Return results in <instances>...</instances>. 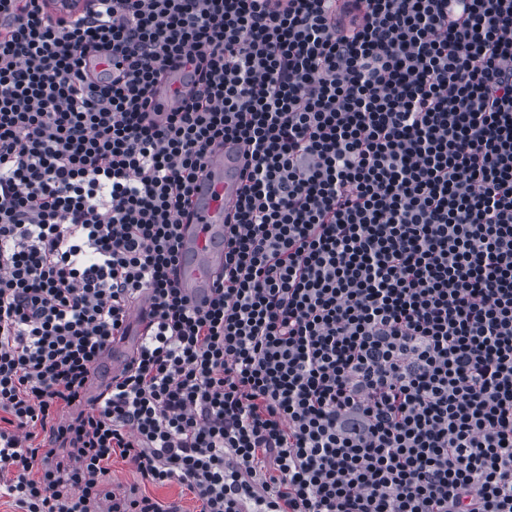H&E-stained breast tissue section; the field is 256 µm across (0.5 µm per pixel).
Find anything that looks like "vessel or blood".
Returning <instances> with one entry per match:
<instances>
[{"label": "vessel or blood", "instance_id": "1", "mask_svg": "<svg viewBox=\"0 0 512 512\" xmlns=\"http://www.w3.org/2000/svg\"><path fill=\"white\" fill-rule=\"evenodd\" d=\"M189 71L167 74L157 86L155 105L158 111L176 110L191 90ZM244 166L241 144L228 141L215 149L207 164V174L191 197L190 213L181 227L182 249L177 279L183 294L197 306L211 296L218 275L224 268V220L232 214L242 188ZM150 305L137 301L131 308L129 322L133 329L114 343L102 356L101 372L93 376L90 396H97L103 374H116L129 360L146 333Z\"/></svg>", "mask_w": 512, "mask_h": 512}]
</instances>
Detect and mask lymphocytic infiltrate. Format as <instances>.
<instances>
[{"label":"lymphocytic infiltrate","instance_id":"obj_1","mask_svg":"<svg viewBox=\"0 0 512 512\" xmlns=\"http://www.w3.org/2000/svg\"><path fill=\"white\" fill-rule=\"evenodd\" d=\"M228 140L198 311L179 227ZM0 413L20 512H179L116 456L200 512H512V0H0ZM193 78L189 70L167 74L157 85L155 105L158 112H173L176 110L191 90ZM244 162L241 144L228 141L216 148L191 197L190 213L183 218L177 279L194 305H203L212 295L224 268V220L239 198ZM150 304L144 300H138L131 308L129 324L132 329L122 340L114 343L102 356L99 366L101 370L109 374H116L129 360L133 350L138 346L141 336L146 333L149 323ZM113 483L122 485V489L117 490L116 487V490H114L115 492H123L124 490L129 489L132 485H138L142 491L145 490L148 495L155 497L163 505H177L181 510H183L181 512H198L199 510V503L193 499V496L189 494L188 491L182 492L180 485L176 483L165 487H155L147 484L144 485L141 483L133 467L122 461L120 457H114L112 459L111 478L107 487L111 493L113 490Z\"/></svg>","mask_w":512,"mask_h":512}]
</instances>
